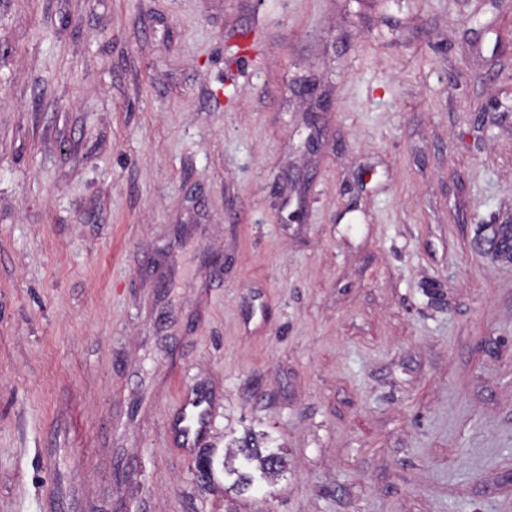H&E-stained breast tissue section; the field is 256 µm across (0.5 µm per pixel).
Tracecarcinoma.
Wrapping results in <instances>:
<instances>
[{"label": "carcinoma", "instance_id": "carcinoma-1", "mask_svg": "<svg viewBox=\"0 0 512 512\" xmlns=\"http://www.w3.org/2000/svg\"><path fill=\"white\" fill-rule=\"evenodd\" d=\"M490 230V235L480 241L485 252L512 261V224H493ZM285 464L281 448L247 432L230 441L228 452L221 461L215 458V451L203 452L197 460L196 470L199 481L208 484L214 480L215 467L219 466L224 472V480L229 482L228 489L242 493L272 480Z\"/></svg>", "mask_w": 512, "mask_h": 512}]
</instances>
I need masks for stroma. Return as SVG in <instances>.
<instances>
[{
  "label": "stroma",
  "instance_id": "1",
  "mask_svg": "<svg viewBox=\"0 0 512 512\" xmlns=\"http://www.w3.org/2000/svg\"><path fill=\"white\" fill-rule=\"evenodd\" d=\"M511 221L496 0H0V512H512ZM491 233L480 244L493 257H506L512 261V224H489ZM202 401L197 398L189 399L183 405V412L180 424V433L183 443L187 447H192L196 440V434L199 430L208 424V409L202 407ZM265 437L246 432L242 437L233 438L222 461L216 460L215 451L203 452L197 460V477L203 484L214 480L215 467L221 466L227 489L242 493L253 487H261L280 473L286 464L281 448L269 446ZM238 460V465H235Z\"/></svg>",
  "mask_w": 512,
  "mask_h": 512
}]
</instances>
